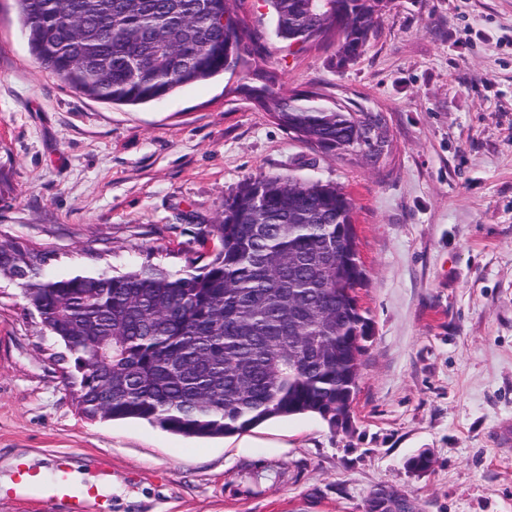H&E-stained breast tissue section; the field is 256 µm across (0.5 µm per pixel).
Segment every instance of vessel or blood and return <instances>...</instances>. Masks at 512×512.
Returning a JSON list of instances; mask_svg holds the SVG:
<instances>
[{
  "instance_id": "b4317fda",
  "label": "vessel or blood",
  "mask_w": 512,
  "mask_h": 512,
  "mask_svg": "<svg viewBox=\"0 0 512 512\" xmlns=\"http://www.w3.org/2000/svg\"><path fill=\"white\" fill-rule=\"evenodd\" d=\"M37 494L46 499L60 502L66 512H88L90 504L98 502L94 486L74 484L66 469L57 470L52 484H43L26 469H18L14 487L0 488V498L9 495Z\"/></svg>"
}]
</instances>
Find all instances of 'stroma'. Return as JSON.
I'll return each instance as SVG.
<instances>
[{"instance_id":"1","label":"stroma","mask_w":512,"mask_h":512,"mask_svg":"<svg viewBox=\"0 0 512 512\" xmlns=\"http://www.w3.org/2000/svg\"><path fill=\"white\" fill-rule=\"evenodd\" d=\"M280 95L384 113L372 166L303 143L219 75L117 106L59 81L0 0V241L54 251L59 275L149 260L202 266V231L254 176L337 185L354 203L372 334L348 430L315 415L188 439L139 420H89L60 345L0 278V476L67 463L110 512H512V0H392L363 53H292L265 0H239ZM431 459L416 473L406 462Z\"/></svg>"}]
</instances>
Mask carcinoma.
<instances>
[{
	"instance_id": "1",
	"label": "carcinoma",
	"mask_w": 512,
	"mask_h": 512,
	"mask_svg": "<svg viewBox=\"0 0 512 512\" xmlns=\"http://www.w3.org/2000/svg\"><path fill=\"white\" fill-rule=\"evenodd\" d=\"M31 52L69 87L112 104L142 105L254 65L235 88L301 141L366 161L376 113L296 103L275 91L261 37L233 17L236 0H16ZM382 0H268L276 36L309 43L321 19L345 21L337 65L356 59ZM354 204L342 188L256 176L224 201L201 267L155 264L56 275L52 252L0 242V277L64 347L78 411L89 420H143L187 438H222L272 418L350 419L368 321Z\"/></svg>"
}]
</instances>
